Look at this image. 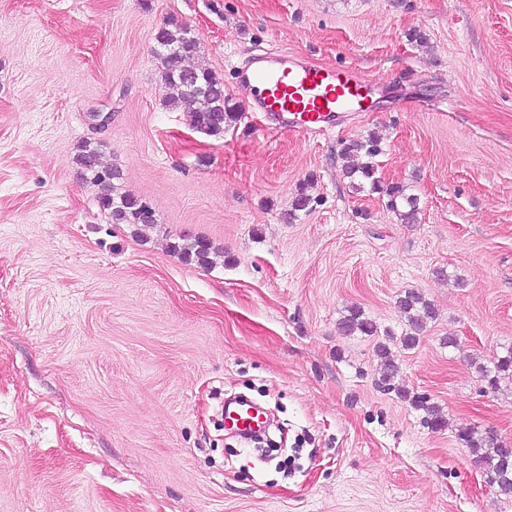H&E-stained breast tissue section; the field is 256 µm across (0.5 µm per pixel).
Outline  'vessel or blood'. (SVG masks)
<instances>
[{"label":"vessel or blood","mask_w":512,"mask_h":512,"mask_svg":"<svg viewBox=\"0 0 512 512\" xmlns=\"http://www.w3.org/2000/svg\"><path fill=\"white\" fill-rule=\"evenodd\" d=\"M237 83L254 111L266 113L279 128L306 135L341 115L366 111L375 81L348 68L316 65L274 48L254 54L238 70ZM226 423L247 434L260 426L261 416L251 409L231 407Z\"/></svg>","instance_id":"obj_1"}]
</instances>
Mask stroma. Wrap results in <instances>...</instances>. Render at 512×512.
Wrapping results in <instances>:
<instances>
[{"instance_id":"stroma-1","label":"stroma","mask_w":512,"mask_h":512,"mask_svg":"<svg viewBox=\"0 0 512 512\" xmlns=\"http://www.w3.org/2000/svg\"><path fill=\"white\" fill-rule=\"evenodd\" d=\"M172 17L242 114L223 137L162 103ZM272 47L383 91L270 129L235 74ZM372 134L417 223L350 188L343 146ZM84 141L152 205L138 236L81 180ZM182 236L223 252L200 268L166 251ZM408 289L436 310L411 350ZM353 305L377 335L339 333ZM511 347L512 0H0V512H512L458 437L512 448V379L474 368ZM238 393L281 426L276 459L225 431Z\"/></svg>"}]
</instances>
